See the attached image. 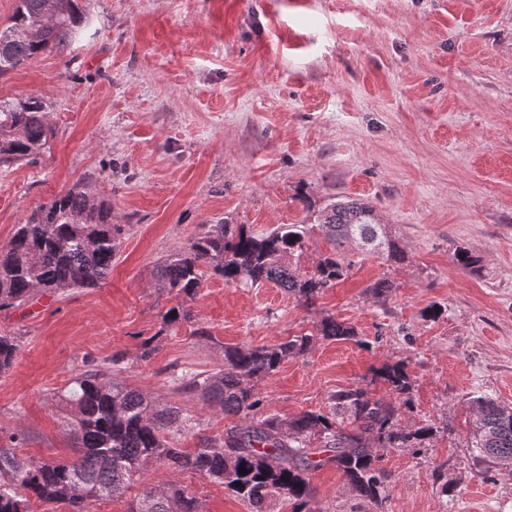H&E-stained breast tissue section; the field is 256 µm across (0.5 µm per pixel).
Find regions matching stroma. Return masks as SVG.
<instances>
[{"label": "stroma", "mask_w": 512, "mask_h": 512, "mask_svg": "<svg viewBox=\"0 0 512 512\" xmlns=\"http://www.w3.org/2000/svg\"><path fill=\"white\" fill-rule=\"evenodd\" d=\"M64 52L0 76V99L41 98L53 136L0 163V245L58 193L83 184L122 227L96 288L0 311L18 344L0 374V446L19 461L76 456L64 396L87 369L112 372L193 425L200 447L239 420L183 379L219 369L228 347L313 335L257 390L289 419L333 414L337 392L393 394L378 369L403 363L428 448L384 454L385 494L359 498L334 465L313 471L318 512H512V466L470 448L472 397L512 406V0H85ZM361 199L393 225L408 259L370 258L312 306L282 288L207 274L197 294L161 267L209 224L258 234ZM464 247L483 271L454 260ZM392 286L384 301L369 286ZM191 321L164 326L171 307ZM355 330L317 333L325 317ZM177 482L200 512H249L223 487L153 466L141 486Z\"/></svg>", "instance_id": "stroma-1"}]
</instances>
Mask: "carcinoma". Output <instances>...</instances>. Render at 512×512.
Instances as JSON below:
<instances>
[{"label":"carcinoma","instance_id":"1","mask_svg":"<svg viewBox=\"0 0 512 512\" xmlns=\"http://www.w3.org/2000/svg\"><path fill=\"white\" fill-rule=\"evenodd\" d=\"M85 23L78 0H18L0 25V75L34 56L58 49L76 37ZM52 137L47 105L39 98L0 100V162L35 155ZM322 232L335 246L310 273L298 267L309 234ZM122 227L112 223V206L101 193L76 184L41 206L17 225L0 246V310L29 301L38 292L59 294L74 288H97L117 255ZM372 256L400 264L406 253L375 210L361 200L327 204L315 224H280L256 234L244 224H210L184 250L170 256L162 278L177 294L192 297L206 269L224 281L258 287L272 282L310 305L354 268V257ZM465 272H475L479 259L465 249L454 254ZM319 333L346 338L354 329L327 317ZM313 335L257 348L224 349L221 369L191 377L186 385L202 389L209 401L242 424L220 438H207L187 453L173 446L169 433L186 421L180 408H157L136 390L104 370H87L73 379L66 402L73 421L78 456L72 461L19 462L0 448V512H31V500L65 502L72 512H88L99 499H117L136 484L147 466L173 473L189 472L221 485L250 512H267L281 500L291 512H311L314 489L310 472L333 464L352 491L370 502L384 493L379 462L388 449L418 451L429 445L434 428L402 424L399 408L409 406L412 387L405 366L387 365L381 377L400 397L399 405L373 398L363 388L334 396L336 414L303 412L289 421L260 413L265 400L257 383L272 375L287 358L304 353ZM13 336L0 335V374L15 362ZM475 418L471 447L486 458L512 463V408L484 395L473 397ZM326 453L324 459L316 455ZM130 512H198L196 497L176 482L143 489Z\"/></svg>","mask_w":512,"mask_h":512}]
</instances>
